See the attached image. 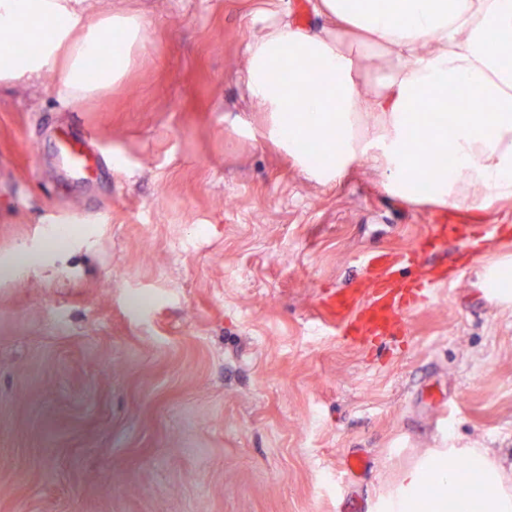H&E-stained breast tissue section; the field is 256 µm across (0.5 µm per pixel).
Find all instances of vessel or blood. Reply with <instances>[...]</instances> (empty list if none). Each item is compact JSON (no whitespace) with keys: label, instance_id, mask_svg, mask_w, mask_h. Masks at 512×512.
<instances>
[{"label":"vessel or blood","instance_id":"vessel-or-blood-1","mask_svg":"<svg viewBox=\"0 0 512 512\" xmlns=\"http://www.w3.org/2000/svg\"><path fill=\"white\" fill-rule=\"evenodd\" d=\"M60 153L72 176L85 178L93 168L88 141H63ZM454 243L460 255L473 262L490 247L512 245V227L505 224H463L455 210L441 211L427 225L418 248L398 253L367 252L358 259L359 276L349 287L321 293L320 317L338 335L370 351L385 341L405 342L409 318L431 306L451 277L422 267L424 256L439 244Z\"/></svg>","mask_w":512,"mask_h":512}]
</instances>
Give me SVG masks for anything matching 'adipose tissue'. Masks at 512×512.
I'll return each instance as SVG.
<instances>
[{
	"instance_id": "obj_1",
	"label": "adipose tissue",
	"mask_w": 512,
	"mask_h": 512,
	"mask_svg": "<svg viewBox=\"0 0 512 512\" xmlns=\"http://www.w3.org/2000/svg\"><path fill=\"white\" fill-rule=\"evenodd\" d=\"M313 10L318 28L284 19L255 34L244 70L268 137L309 178L335 182L364 164L408 200L423 179L443 206H457L473 184L512 195V68L502 64L512 56V0H313ZM20 37L36 42L32 55L13 53ZM145 38V20L134 12L94 14L85 0H0V87L52 74L63 104H74L118 84ZM350 38L381 46L376 90H362L363 63ZM285 54L305 67L284 70ZM451 86L481 109L461 108L447 129L415 104ZM416 136L455 166L421 168ZM383 512H512V471L485 448L442 450L407 474Z\"/></svg>"
}]
</instances>
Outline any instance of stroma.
Masks as SVG:
<instances>
[{"mask_svg":"<svg viewBox=\"0 0 512 512\" xmlns=\"http://www.w3.org/2000/svg\"><path fill=\"white\" fill-rule=\"evenodd\" d=\"M91 2L147 22L121 83L71 107L49 78L0 91V512H380L437 449L511 466L512 300L481 285L512 250L404 344L366 353L318 320L321 290L414 247L434 203L366 167L319 185L265 138L245 45L316 26L311 0ZM87 130L111 167L76 181L57 144ZM467 197L466 223L512 225V198Z\"/></svg>","mask_w":512,"mask_h":512,"instance_id":"35a3bbf8","label":"stroma"}]
</instances>
